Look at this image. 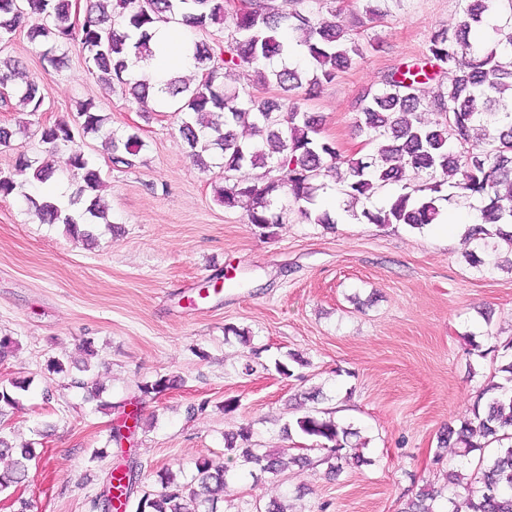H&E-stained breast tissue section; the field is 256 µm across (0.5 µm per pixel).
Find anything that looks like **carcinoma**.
<instances>
[{
    "label": "carcinoma",
    "instance_id": "1",
    "mask_svg": "<svg viewBox=\"0 0 512 512\" xmlns=\"http://www.w3.org/2000/svg\"><path fill=\"white\" fill-rule=\"evenodd\" d=\"M121 29L105 10L93 14L88 9L82 24L72 20L71 0H0V38L13 34L26 22L27 38L42 48V61L55 69L57 52L77 45L93 65L99 83H119L141 105L154 100L180 115L179 133L202 170L211 161L223 169L224 186L217 201L225 208L241 207L248 222L264 228L285 223L286 199L298 206L306 220L334 224L330 212H317L318 192L326 191L325 178H333L334 189L351 200L370 202L378 194L393 189L380 205L365 207L361 214L369 224H405L422 229L437 223L441 202L455 197L474 199L477 224L467 228L463 244L466 261L473 267L486 264L480 252L500 247L512 251V0H463L458 19L432 32L426 53L417 63L392 68L381 87L367 94L357 118L359 130L378 143L375 150L359 157L344 156L336 142L321 135V119L305 106L325 83L350 69L363 49L350 29L330 21L320 12L288 10L275 0H252L248 10L229 14L224 0H115ZM505 19L495 28L505 34L493 46L477 42L479 30L488 26L491 14ZM193 28L224 26L232 20V30L224 40V56L212 48L188 43L195 68L202 80L193 88L177 77L156 81L135 76L133 62L153 56L152 29L160 21L177 16ZM304 48L308 68L291 67L283 61L285 43ZM250 70L263 83H274L280 95L256 101L236 90L224 88V70ZM454 72L450 85L438 89L425 103L422 85ZM18 95L27 112L46 111L48 83L31 79L15 65L0 69V107L9 110ZM428 107L444 122L434 127L422 125L416 113ZM78 127L55 122L41 129V141L51 149L70 151L71 167L83 172V185L75 203L79 214L62 210L51 197H26L39 219L63 224L76 241H86L85 226L106 219L105 208L95 191L101 186L100 171L85 155L81 135L102 130L104 118L91 102L77 109ZM249 129L256 136L246 140L238 130ZM113 167H132L144 147L136 131L105 132ZM266 169L258 186L241 174L246 167ZM14 169L32 171L41 184L54 176L46 160L19 154ZM453 191H448V188ZM478 356L493 354L503 364L498 371L506 383H490L483 389L486 405L476 403L472 416L448 427L440 435L444 446L452 443L463 458L493 442L512 439V341L486 350L473 344ZM181 384L176 376H161L140 386L144 394H160ZM30 382L16 379L0 390V403L14 406L18 392L29 390ZM302 435L324 451L322 463L338 473L349 460L363 461L346 447L351 429L331 417L308 414L295 422ZM227 457L216 462L204 457L196 463V475L182 479L167 467L158 474L160 490L143 494L135 512H219L231 480V465L240 463L248 471L258 470L274 478L288 464L306 466L310 458L301 454L284 461L276 449L256 448L248 432L224 435ZM11 463L0 470V493L19 483L28 463L37 457L36 448L12 446L0 434V457ZM477 476L471 478L448 472V483L462 488L470 512H512V446L480 457ZM110 480L123 484L125 497L136 482L129 469H113ZM443 499L445 488L432 483L405 503L403 512H439L434 503Z\"/></svg>",
    "mask_w": 512,
    "mask_h": 512
}]
</instances>
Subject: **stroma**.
Wrapping results in <instances>:
<instances>
[{
    "label": "stroma",
    "mask_w": 512,
    "mask_h": 512,
    "mask_svg": "<svg viewBox=\"0 0 512 512\" xmlns=\"http://www.w3.org/2000/svg\"><path fill=\"white\" fill-rule=\"evenodd\" d=\"M382 7L385 17L362 34L373 49L307 103L345 156L369 150L355 128L360 97L389 69L422 58L461 0ZM0 58L49 84L48 111L0 112V126L14 131L0 145V173H12L21 153L48 159L69 205L81 175L67 151L48 152L39 129L75 123L82 101L107 115L108 128L137 131L145 143L133 167L116 168L103 136L84 137L111 220L96 226L93 245L39 222L27 202L40 189L31 174L0 200V336L15 343L0 361V386L31 382L18 406L0 408V433L38 452L23 482L0 494V512H94L109 472L132 460L139 491H158L161 468L192 477L199 458L223 459L225 432L243 428L256 447L288 455L307 448L316 463L289 467L278 480L241 476L223 512H255L274 499L290 512H400L457 466L455 449L439 448L438 439L497 373L498 361L472 354L473 343L512 340L511 270L470 267L462 242L432 225L345 216L328 227L294 209L277 227L250 224L244 209L217 202L222 172L194 164L178 117L143 111L121 86H101L79 48L47 72L19 30L0 40ZM242 330L250 343L240 341ZM291 353L305 366L279 374L276 361ZM62 355L72 369L49 372V360ZM84 359L86 373L76 368ZM166 374L182 386L140 393L141 383ZM86 376L101 385L99 398L78 387ZM229 399L238 403L231 412ZM131 410L142 428L114 442ZM316 410L355 429L348 443L362 445L363 463L328 473L311 440L285 435L284 426Z\"/></svg>",
    "instance_id": "35a3bbf8"
}]
</instances>
